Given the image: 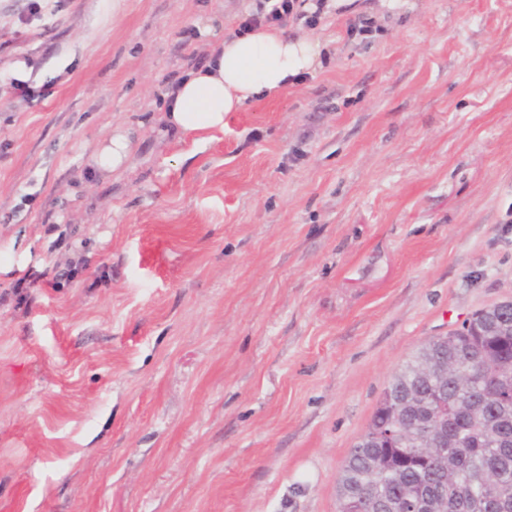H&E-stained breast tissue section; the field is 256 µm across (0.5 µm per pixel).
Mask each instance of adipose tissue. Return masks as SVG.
Returning <instances> with one entry per match:
<instances>
[{
	"label": "adipose tissue",
	"instance_id": "adipose-tissue-1",
	"mask_svg": "<svg viewBox=\"0 0 512 512\" xmlns=\"http://www.w3.org/2000/svg\"><path fill=\"white\" fill-rule=\"evenodd\" d=\"M322 54L320 41L273 26L250 27L217 41L204 65L188 68L168 86L163 130L184 139L223 128L228 113L315 72ZM131 152L129 131H115L94 154L93 168L100 174L120 172Z\"/></svg>",
	"mask_w": 512,
	"mask_h": 512
}]
</instances>
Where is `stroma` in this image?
I'll return each mask as SVG.
<instances>
[{"label": "stroma", "mask_w": 512, "mask_h": 512, "mask_svg": "<svg viewBox=\"0 0 512 512\" xmlns=\"http://www.w3.org/2000/svg\"><path fill=\"white\" fill-rule=\"evenodd\" d=\"M254 2L0 0V512H337L395 372L512 300V0L286 24L322 66L191 153L163 94ZM131 152L129 131L118 129L94 154L93 171L107 175L118 173L124 169Z\"/></svg>", "instance_id": "stroma-1"}]
</instances>
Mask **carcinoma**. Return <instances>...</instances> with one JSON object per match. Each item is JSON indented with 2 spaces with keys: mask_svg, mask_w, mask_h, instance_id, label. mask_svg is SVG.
Wrapping results in <instances>:
<instances>
[{
  "mask_svg": "<svg viewBox=\"0 0 512 512\" xmlns=\"http://www.w3.org/2000/svg\"><path fill=\"white\" fill-rule=\"evenodd\" d=\"M451 360L471 389L438 376ZM338 512H512V305L430 339L393 377L342 469Z\"/></svg>",
  "mask_w": 512,
  "mask_h": 512,
  "instance_id": "obj_1",
  "label": "carcinoma"
}]
</instances>
